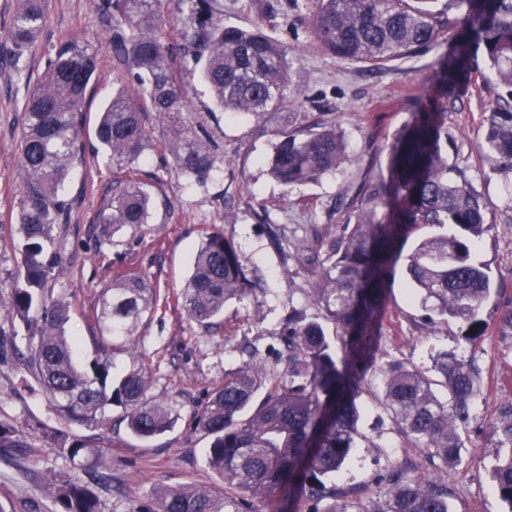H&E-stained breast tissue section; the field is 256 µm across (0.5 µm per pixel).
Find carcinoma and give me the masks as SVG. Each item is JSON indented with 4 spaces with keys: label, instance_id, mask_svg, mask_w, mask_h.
<instances>
[{
    "label": "carcinoma",
    "instance_id": "cac0c4a2",
    "mask_svg": "<svg viewBox=\"0 0 512 512\" xmlns=\"http://www.w3.org/2000/svg\"><path fill=\"white\" fill-rule=\"evenodd\" d=\"M101 0L111 25L112 99L94 131L102 150L116 164L112 197L99 223L109 236L143 233L153 219L154 196L139 161L148 151L172 160L189 181H205L215 167L206 140L185 125L187 91L170 64L172 47L159 31L178 29L182 57L198 68L214 102L226 112L261 117L299 101L288 79V46L259 26L224 24L213 0ZM313 40L327 54L380 68L423 52L451 35L447 53L435 62V104L412 113L391 144L389 178L367 186L357 222L343 225L342 236L321 253L323 242H302L297 263L314 276L313 304L322 315L290 316L281 329L288 348V370L278 372L254 358L224 373L197 410L193 432L209 439L206 462L224 487L221 492L191 485L161 488L136 512H247L248 497L288 488L309 500L326 501L319 512H451L448 488L407 469L387 477L385 501L367 508L357 492L328 486L356 447L358 407L369 371L375 367L376 329L386 313V290L399 261L408 285L433 316L453 318L463 335L482 329L478 313L489 299L492 281L473 255L483 234L486 203L448 163V100L466 93L483 73L482 57L498 80L512 89V0H313ZM50 0H20L5 38L18 64L40 34ZM460 12L452 19L448 9ZM103 66L102 53L76 38L61 41L49 54L41 77L28 90L23 107L21 161L27 173L17 214L21 266L11 288L9 312L28 329L27 352H19L29 374L53 401L59 419L95 432L93 436L53 430L58 452L73 468L88 470L108 486V449L95 440L112 431L107 411L123 410L129 434L151 440L170 431L172 406L150 394V369L139 359L120 374L112 371V341L133 334L154 314L159 299L138 271H121L99 295L94 320L99 334L95 355L84 365L74 360L78 341L66 335L71 304L48 291L59 263L54 231L65 201L59 190L75 160L86 152L81 139L82 104L92 78ZM167 121L153 137L149 114ZM485 151L512 171V112H493ZM350 160L332 120H317L283 131L269 161L270 174L292 187L315 182ZM385 209L387 213L379 215ZM417 245L408 254L410 237ZM253 289V282L231 241L221 230L206 235L193 270L176 296L187 320L202 333L221 331L224 305ZM334 331H329L328 325ZM341 353H336V342ZM448 395L399 362L378 368L383 399L401 437L423 447L430 461L455 466L464 447L462 425L480 392L475 363L454 351L434 359ZM499 455L493 479L512 512V408L495 426ZM22 432L0 421V455H25ZM51 512H102L98 499L76 475L52 487Z\"/></svg>",
    "mask_w": 512,
    "mask_h": 512
}]
</instances>
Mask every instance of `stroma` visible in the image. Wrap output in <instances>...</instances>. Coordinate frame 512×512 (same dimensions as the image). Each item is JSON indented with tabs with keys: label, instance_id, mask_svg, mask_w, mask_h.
<instances>
[{
	"label": "stroma",
	"instance_id": "obj_1",
	"mask_svg": "<svg viewBox=\"0 0 512 512\" xmlns=\"http://www.w3.org/2000/svg\"><path fill=\"white\" fill-rule=\"evenodd\" d=\"M312 0H216L228 25L262 28L290 48L288 76L300 94L289 110L256 119L218 109L193 65L172 56L178 81L190 92L187 125L210 142L216 167L206 185L178 175L161 154L147 152L140 161L153 177L158 208L147 234L121 232L108 242L99 214L113 165L106 154L77 164L59 195L68 211L58 219L60 263L49 286L55 297L72 302L66 326L78 339L77 362L89 360L97 334L94 312L98 292L112 280L114 260L123 256L149 277L161 293L183 287L201 240L223 230L234 242L254 283L242 301L224 308V329L205 335L190 324L174 303L160 306L154 317L130 336L112 356L115 371L138 357L150 364L152 395L169 403L173 429L151 441L138 440L117 427L110 436V488H96L102 512H135L151 501L158 488L193 484L219 487L205 461L208 442L191 435L195 412L224 373L259 357L272 368H287L280 323L297 309L316 315L310 297L312 278L299 271L294 246L314 237L339 238L341 227L356 221L364 187L386 175L394 135L419 105L434 96L429 75L432 62L445 50L437 45L416 56L374 69L326 54L313 44L309 26ZM101 0H50L48 19L34 47L25 53L26 69L15 73L9 54L0 47V303L7 301L21 256L13 246L16 215L26 174L20 161L22 105L29 86L41 75L59 41L75 37L111 58V27ZM512 104V93L496 80L477 82L448 107V162L463 170L487 202L488 229L476 250L494 282V292L479 317L482 336L466 341L453 319L427 322L417 300L396 274L387 294L380 329L377 364L398 360L434 377L437 353L448 350L474 360L480 370L481 393L467 431L460 465L431 469L424 449L406 447L393 418L377 399L378 382L368 376L360 397L362 434L335 482L361 492L364 500L382 502L386 476L410 464L447 485L452 512H512L491 476L498 451L494 425L512 407V335L499 331L512 311V172L501 171L484 151L492 112ZM331 113L348 142L352 160L313 184L285 187L265 165L280 132ZM285 230L282 246L271 241L274 228ZM0 421L21 427L30 445V460L0 457V505L5 512H49L46 484L71 471L50 435L60 422L49 397L26 372L19 357L0 356Z\"/></svg>",
	"mask_w": 512,
	"mask_h": 512
}]
</instances>
